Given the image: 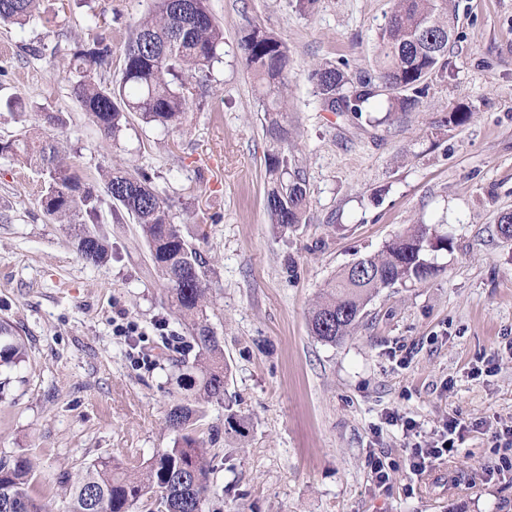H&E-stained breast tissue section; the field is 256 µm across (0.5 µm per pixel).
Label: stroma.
Masks as SVG:
<instances>
[{
    "instance_id": "obj_1",
    "label": "stroma",
    "mask_w": 512,
    "mask_h": 512,
    "mask_svg": "<svg viewBox=\"0 0 512 512\" xmlns=\"http://www.w3.org/2000/svg\"><path fill=\"white\" fill-rule=\"evenodd\" d=\"M394 4L210 0L224 58L201 109L170 132L131 118L116 143L71 93V51L102 34L120 68L152 0H43L25 28L0 25V99L27 109L0 112V139L23 134L30 113H63L54 135L65 163L90 176L145 169L174 223L209 232L198 248L213 270L208 313L229 376L224 406L210 407L196 434L223 425L228 407L246 433L211 446L206 512H512V470L496 466L498 434L512 426V240L497 229L512 212V0H454L448 71L429 78L418 110L387 116L379 96L358 114L322 111L312 67L375 73ZM254 20L290 56L289 148L310 192L294 231L275 228L265 207L264 114L238 49ZM457 107L471 118L454 127ZM40 200L38 174L0 156V321L28 346L0 402V454L31 455L41 495L56 499L62 473L172 446L166 414L187 346L135 225H113L111 257L90 267ZM413 224L450 241L437 273L382 291L343 343L315 338L308 317L326 285ZM120 314L137 335L114 334ZM394 412L414 419L418 436L391 425ZM451 417L468 426L457 453L412 475L410 449ZM376 456L390 465L382 484Z\"/></svg>"
}]
</instances>
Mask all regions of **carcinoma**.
<instances>
[{"label": "carcinoma", "mask_w": 512, "mask_h": 512, "mask_svg": "<svg viewBox=\"0 0 512 512\" xmlns=\"http://www.w3.org/2000/svg\"><path fill=\"white\" fill-rule=\"evenodd\" d=\"M39 0H0V23L19 27L38 12ZM452 0H396L379 35L378 72L354 81L342 68L326 62L311 71L320 105L328 112H361L363 105L388 95L389 112L419 108L434 74L448 68V46L455 33ZM224 28L209 0H153V9L132 30L120 69L112 79V45L102 36L76 47L70 60L71 91L105 139L117 143L135 115L145 125L169 131L194 110L199 75L222 61ZM244 64L257 85L269 147L264 155L270 188L266 209L271 222L287 231L306 222L309 190L298 173H290L289 132L285 124L288 47L257 21L238 38ZM16 157L40 173L45 213L77 227L76 250L96 267L112 247L101 222L109 210L116 223L137 225L150 261L167 285L169 309L190 333L194 360L177 362L183 390L167 412L173 446L141 461L101 457L77 477L61 475L64 494L45 501L33 493L36 461L25 453L0 456V512H154L156 500L166 512H203L209 490V449L195 434L205 408L224 404L228 367L224 349L207 315L212 270L190 239L207 240L198 229L185 235L173 222L167 197L140 170L102 169L99 179H83L59 160V146L49 134L0 142V155ZM448 249V238L417 224L392 237L381 254L357 260L322 293L309 315L312 335L336 345L348 338L365 308L383 288L427 281L438 267L429 256ZM24 338L0 324V368L11 369L27 358Z\"/></svg>", "instance_id": "carcinoma-1"}]
</instances>
